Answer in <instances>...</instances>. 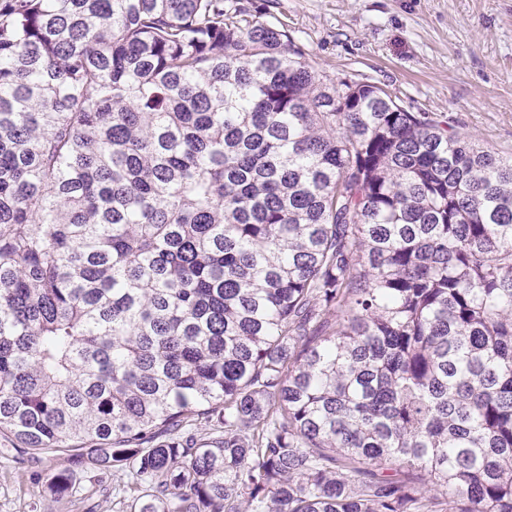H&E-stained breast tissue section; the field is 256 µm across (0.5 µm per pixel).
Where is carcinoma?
Returning a JSON list of instances; mask_svg holds the SVG:
<instances>
[{"label": "carcinoma", "mask_w": 512, "mask_h": 512, "mask_svg": "<svg viewBox=\"0 0 512 512\" xmlns=\"http://www.w3.org/2000/svg\"><path fill=\"white\" fill-rule=\"evenodd\" d=\"M0 436L133 512H512V153L239 0H0Z\"/></svg>", "instance_id": "1"}]
</instances>
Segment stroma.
Segmentation results:
<instances>
[{"instance_id":"35a3bbf8","label":"stroma","mask_w":512,"mask_h":512,"mask_svg":"<svg viewBox=\"0 0 512 512\" xmlns=\"http://www.w3.org/2000/svg\"><path fill=\"white\" fill-rule=\"evenodd\" d=\"M288 24L329 79L344 75L397 92L412 112L448 117L481 145L512 152V0H250ZM72 469L85 498L48 484ZM121 472L65 453L40 457L0 437V512H130Z\"/></svg>"}]
</instances>
